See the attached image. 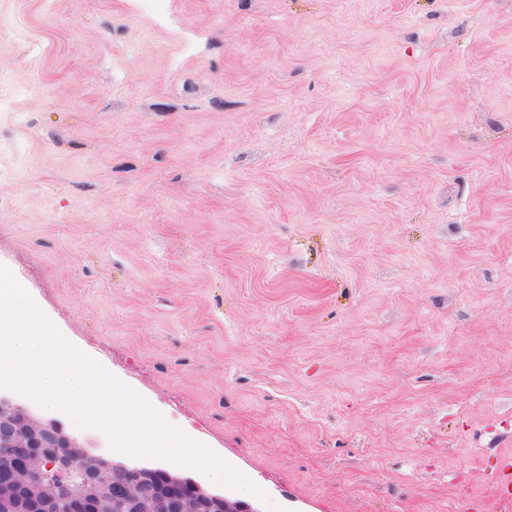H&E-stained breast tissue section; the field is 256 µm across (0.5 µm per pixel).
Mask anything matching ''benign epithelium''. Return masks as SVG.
Here are the masks:
<instances>
[{
    "label": "benign epithelium",
    "instance_id": "1",
    "mask_svg": "<svg viewBox=\"0 0 512 512\" xmlns=\"http://www.w3.org/2000/svg\"><path fill=\"white\" fill-rule=\"evenodd\" d=\"M46 452H41V449ZM0 470L11 475L0 485V512H159L147 495L163 477L174 490L188 489L187 502L167 505L184 512L185 504L207 502L223 512L224 495L192 478L151 465H130L94 452L86 440L14 398L0 394ZM128 478L125 501L112 498V480Z\"/></svg>",
    "mask_w": 512,
    "mask_h": 512
}]
</instances>
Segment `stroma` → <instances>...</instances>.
<instances>
[{
	"mask_svg": "<svg viewBox=\"0 0 512 512\" xmlns=\"http://www.w3.org/2000/svg\"><path fill=\"white\" fill-rule=\"evenodd\" d=\"M0 0V265L261 512H497L512 0Z\"/></svg>",
	"mask_w": 512,
	"mask_h": 512,
	"instance_id": "1",
	"label": "stroma"
}]
</instances>
